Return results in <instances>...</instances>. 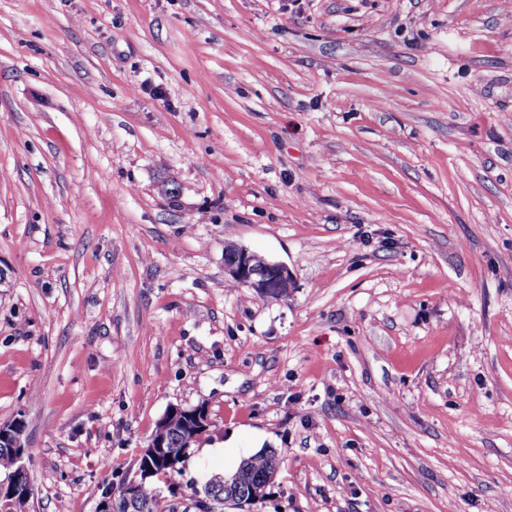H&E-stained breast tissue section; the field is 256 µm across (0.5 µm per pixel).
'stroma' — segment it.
Segmentation results:
<instances>
[{"label":"stroma","instance_id":"1","mask_svg":"<svg viewBox=\"0 0 512 512\" xmlns=\"http://www.w3.org/2000/svg\"><path fill=\"white\" fill-rule=\"evenodd\" d=\"M0 269L25 512L202 402L175 512H512V0H0ZM261 259V269L255 261ZM224 273L235 283L250 288L256 294L268 297L279 294L287 297L293 288L294 278L286 264L272 261L239 244L232 243L230 250L224 246ZM280 456L277 451L272 448L262 449L261 451L243 459L237 471L228 478L223 476L215 475L210 478L214 481L210 486L204 488L203 494L200 496L202 499L210 500L217 497L223 499H217V502H213L212 511H223L217 510L218 507L224 506L228 503L236 505L242 501L248 502L262 498L266 494V489L270 486L274 474L280 468ZM239 473L238 478L235 480L234 476ZM198 490L194 489L195 508L197 512H209L205 501L200 500L197 497ZM229 499L233 501H228Z\"/></svg>","mask_w":512,"mask_h":512}]
</instances>
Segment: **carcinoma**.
Masks as SVG:
<instances>
[{"mask_svg":"<svg viewBox=\"0 0 512 512\" xmlns=\"http://www.w3.org/2000/svg\"><path fill=\"white\" fill-rule=\"evenodd\" d=\"M211 427L207 422L202 425L192 421L182 412L172 416L170 420V439L168 442L171 457L156 464L158 476L170 479L182 474L181 456L184 448L196 444L200 437ZM280 456L277 451L263 449L242 460L237 468L239 476L225 478L215 475L212 484L205 487L201 498L195 499L196 512H208L206 500L222 497L236 503L248 502L265 496L274 474L280 468ZM0 468L7 471V478L15 480L16 486L24 488L30 484V478L16 470L15 459L8 447L0 446ZM162 501L160 493L150 483L142 485L137 494V505L130 512H158Z\"/></svg>","mask_w":512,"mask_h":512,"instance_id":"carcinoma-1","label":"carcinoma"}]
</instances>
